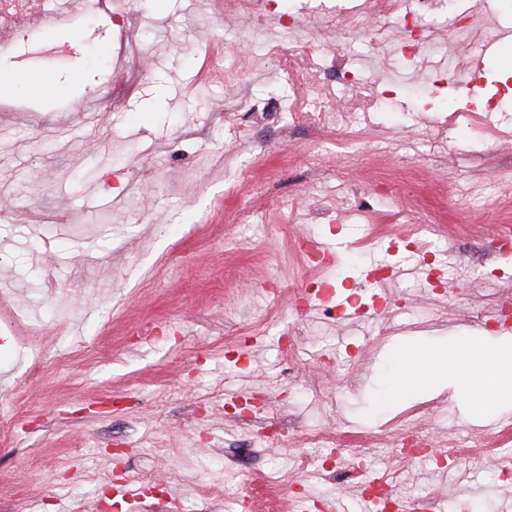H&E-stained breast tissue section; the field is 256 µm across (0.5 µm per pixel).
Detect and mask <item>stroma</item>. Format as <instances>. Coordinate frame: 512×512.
Returning <instances> with one entry per match:
<instances>
[{
	"mask_svg": "<svg viewBox=\"0 0 512 512\" xmlns=\"http://www.w3.org/2000/svg\"><path fill=\"white\" fill-rule=\"evenodd\" d=\"M121 2L124 20L90 4L62 33L61 0H29L37 28L0 55V78L48 84L0 98V410L27 403L0 437V481L22 484L0 512H284L295 482L356 512L352 468L498 512L512 447L453 390L392 399L391 352L504 334L512 247L490 232L512 225V55L472 100L463 62L512 0L463 28L479 0H443L410 63L394 17L336 0L260 21L228 0ZM424 260L441 279L369 275ZM317 282L352 296L338 319L306 312ZM420 426L415 456L401 441ZM310 429L336 452L305 447ZM460 439L475 452L437 467ZM128 477L162 484L164 507L115 499ZM270 477L272 505L254 493Z\"/></svg>",
	"mask_w": 512,
	"mask_h": 512,
	"instance_id": "stroma-1",
	"label": "stroma"
}]
</instances>
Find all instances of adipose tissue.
<instances>
[{"label": "adipose tissue", "instance_id": "adipose-tissue-1", "mask_svg": "<svg viewBox=\"0 0 512 512\" xmlns=\"http://www.w3.org/2000/svg\"><path fill=\"white\" fill-rule=\"evenodd\" d=\"M393 355L399 369L395 394L446 388L468 395L473 406L494 411L512 402V341L479 345L454 339L439 349L403 344Z\"/></svg>", "mask_w": 512, "mask_h": 512}]
</instances>
